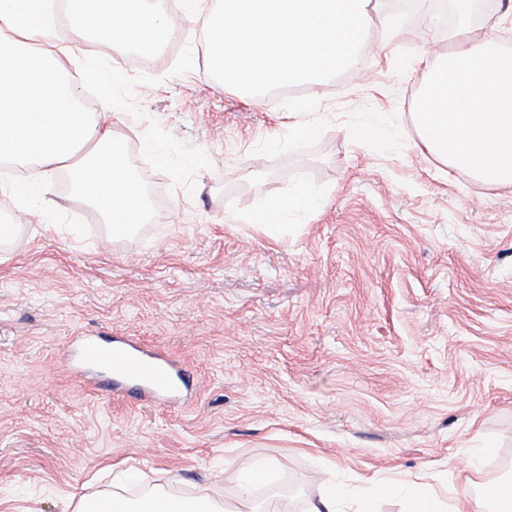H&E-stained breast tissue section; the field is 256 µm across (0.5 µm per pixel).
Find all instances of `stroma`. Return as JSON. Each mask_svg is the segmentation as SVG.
<instances>
[{
	"label": "stroma",
	"instance_id": "stroma-1",
	"mask_svg": "<svg viewBox=\"0 0 512 512\" xmlns=\"http://www.w3.org/2000/svg\"><path fill=\"white\" fill-rule=\"evenodd\" d=\"M397 35L395 0H370L368 82L308 86L307 109L214 80L192 43L165 46L112 130L139 174L149 216L112 237L54 174L39 206L0 194L20 224L0 248V512H65L70 495L195 491L213 483L228 512L267 506L263 462L298 486L306 512L328 480L344 512H403L373 497L384 479L423 481L442 502L480 498L512 463V188L486 186L422 145L411 120L437 33L431 0H413ZM213 160L194 190L150 178V120ZM312 126L290 137L292 122ZM321 194L287 234L242 215L299 185ZM80 333L128 336L189 367L191 402L117 396L77 379ZM489 456H482V449ZM478 471L464 484L469 461Z\"/></svg>",
	"mask_w": 512,
	"mask_h": 512
}]
</instances>
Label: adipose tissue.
I'll return each mask as SVG.
<instances>
[{
    "label": "adipose tissue",
    "instance_id": "adipose-tissue-1",
    "mask_svg": "<svg viewBox=\"0 0 512 512\" xmlns=\"http://www.w3.org/2000/svg\"><path fill=\"white\" fill-rule=\"evenodd\" d=\"M44 4L0 0V162L67 172L74 195L99 213L111 233L129 232L148 215L142 184L117 148L111 113L75 109L81 90L48 46L56 14ZM441 41L412 115L421 142L482 184L512 187V54L496 51L490 34L475 35L468 24L449 29ZM476 81L481 90L475 95ZM319 203L316 189L301 187L247 221L279 235L289 217ZM377 493L403 499L404 512H441L423 483H385ZM106 499L112 512H222L203 489L189 501L158 493L135 502L116 492Z\"/></svg>",
    "mask_w": 512,
    "mask_h": 512
}]
</instances>
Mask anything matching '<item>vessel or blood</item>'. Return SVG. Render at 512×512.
Instances as JSON below:
<instances>
[{"instance_id": "obj_1", "label": "vessel or blood", "mask_w": 512, "mask_h": 512, "mask_svg": "<svg viewBox=\"0 0 512 512\" xmlns=\"http://www.w3.org/2000/svg\"><path fill=\"white\" fill-rule=\"evenodd\" d=\"M73 355L75 375L139 400L169 401L190 387L186 371L167 357L118 337H81Z\"/></svg>"}]
</instances>
